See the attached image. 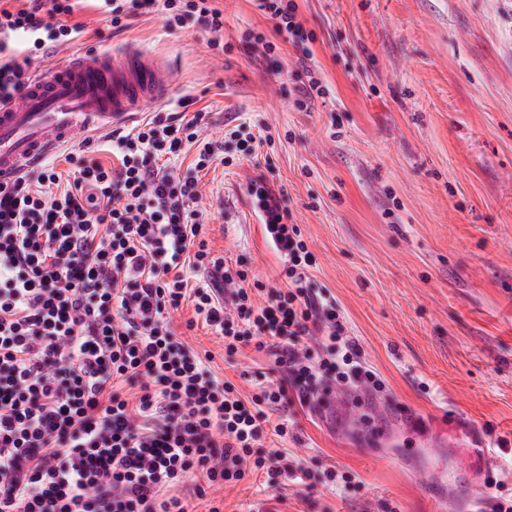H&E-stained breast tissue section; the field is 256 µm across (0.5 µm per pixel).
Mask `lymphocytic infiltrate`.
<instances>
[{
  "mask_svg": "<svg viewBox=\"0 0 512 512\" xmlns=\"http://www.w3.org/2000/svg\"><path fill=\"white\" fill-rule=\"evenodd\" d=\"M83 0H0V99L20 93L19 56L48 55L85 33ZM112 30L155 8L167 28L194 25L220 47L216 0H101ZM277 35L309 41L295 0H259ZM204 113L154 112L111 137L117 164L82 156L66 188L53 163L0 184V512H196L207 489L262 472L293 474L282 452H262L287 423L269 413L289 390L328 380L377 384L334 304L307 284L310 252L282 194L266 192L278 220L275 250L286 288L266 292L245 262L213 254L192 207L198 172L216 156ZM194 144L195 176L161 158ZM220 274L229 303L190 285L185 269ZM196 317L233 355L253 347L281 376L258 373L250 397L211 370V354L183 341L172 312ZM323 336L311 356L303 341ZM138 386L136 400L124 386Z\"/></svg>",
  "mask_w": 512,
  "mask_h": 512,
  "instance_id": "1",
  "label": "lymphocytic infiltrate"
}]
</instances>
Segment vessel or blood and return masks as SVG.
Instances as JSON below:
<instances>
[{"label": "vessel or blood", "mask_w": 512, "mask_h": 512, "mask_svg": "<svg viewBox=\"0 0 512 512\" xmlns=\"http://www.w3.org/2000/svg\"><path fill=\"white\" fill-rule=\"evenodd\" d=\"M169 87L168 69L140 48L71 57L49 76L27 82L21 99L0 101V181L21 175L90 130L137 119L145 103L164 98ZM322 406L348 416L363 414L361 405L332 391ZM405 418L419 446L438 451L423 488L437 512H445L442 492L449 481L444 462L458 448L448 433L449 415L441 413L429 426L413 413Z\"/></svg>", "instance_id": "b4317fda"}]
</instances>
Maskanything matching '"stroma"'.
Masks as SVG:
<instances>
[{"label": "stroma", "instance_id": "obj_1", "mask_svg": "<svg viewBox=\"0 0 512 512\" xmlns=\"http://www.w3.org/2000/svg\"><path fill=\"white\" fill-rule=\"evenodd\" d=\"M296 2L314 42H284L266 57L245 45L250 31L275 36L255 0H219L220 50L193 26L165 28L157 13L112 31L86 0L73 16L83 37L27 66L46 74L75 54L129 45L162 62L171 89L146 112H207L204 137L224 142L225 162L204 172L194 173L191 148L166 163L197 174L210 248L282 287L279 259L233 188L262 175L284 190L311 253V288L336 302L382 382L359 392L387 435L322 413L320 394L306 404L293 396L271 413L291 421L288 436L266 445L301 460L312 486L269 488L252 475L197 508L432 512L418 482L428 451L413 447L400 409L427 420L455 410L462 434L478 428L494 446L492 476L512 490V451L496 446L512 436V0ZM306 53L329 94L302 109L288 90ZM192 316L176 313V330L250 395L267 359L249 349L226 357L209 328L186 330ZM338 469L358 487H332L326 473Z\"/></svg>", "mask_w": 512, "mask_h": 512}]
</instances>
